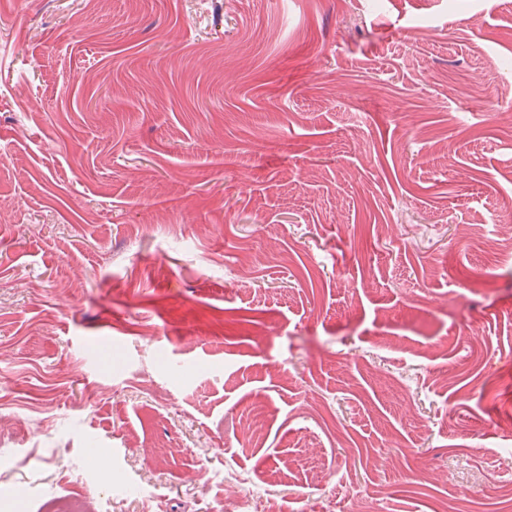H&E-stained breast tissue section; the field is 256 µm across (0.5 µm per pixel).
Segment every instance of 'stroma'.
Masks as SVG:
<instances>
[{
    "label": "stroma",
    "instance_id": "1",
    "mask_svg": "<svg viewBox=\"0 0 512 512\" xmlns=\"http://www.w3.org/2000/svg\"><path fill=\"white\" fill-rule=\"evenodd\" d=\"M510 84L512 0H0V512L511 503Z\"/></svg>",
    "mask_w": 512,
    "mask_h": 512
}]
</instances>
